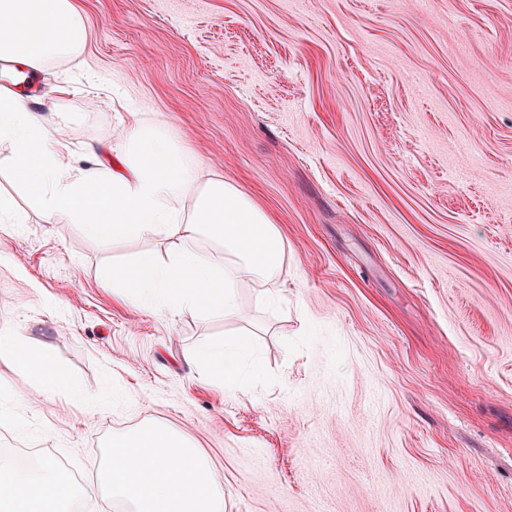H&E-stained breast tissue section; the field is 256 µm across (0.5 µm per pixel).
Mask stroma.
I'll return each mask as SVG.
<instances>
[{
	"instance_id": "35a3bbf8",
	"label": "stroma",
	"mask_w": 512,
	"mask_h": 512,
	"mask_svg": "<svg viewBox=\"0 0 512 512\" xmlns=\"http://www.w3.org/2000/svg\"><path fill=\"white\" fill-rule=\"evenodd\" d=\"M74 3L85 47L28 110L79 168L126 110L167 122L274 217L288 302L244 282L235 319L138 309L108 273L167 243L48 223L0 142L24 217L0 224V331L83 396L15 405L0 449L67 461L84 512L147 424L208 457L224 512H512V0ZM237 329L260 368L228 391L190 355Z\"/></svg>"
}]
</instances>
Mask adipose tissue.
<instances>
[{
    "instance_id": "ef3b65f1",
    "label": "adipose tissue",
    "mask_w": 512,
    "mask_h": 512,
    "mask_svg": "<svg viewBox=\"0 0 512 512\" xmlns=\"http://www.w3.org/2000/svg\"><path fill=\"white\" fill-rule=\"evenodd\" d=\"M86 29L73 0H0V58L41 70L52 60L80 55ZM112 164L88 168L73 156L61 130L46 127L10 91L0 89V141L9 142L13 177L38 199L55 224H76L88 237L122 241L144 237L169 242L168 258L140 254L113 268L112 288L136 307L157 314L190 310L200 319L234 317L236 288L260 286V299L283 302L270 284L283 274L286 240L274 219L218 171L203 172L197 157L166 122L126 113ZM210 238L223 263L200 248ZM10 356L33 379L26 400L74 384L25 337L0 336V356ZM225 389H242L258 356L253 341L237 337L191 355ZM106 478L113 500L127 512H224V488L210 462L183 437L145 426L112 438ZM73 498L54 461L38 474L0 457V512H66Z\"/></svg>"
}]
</instances>
